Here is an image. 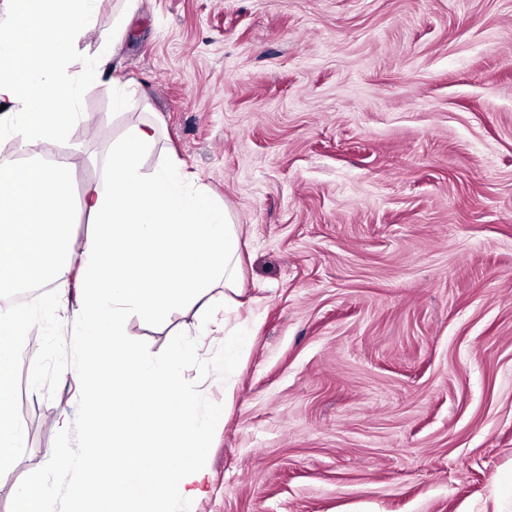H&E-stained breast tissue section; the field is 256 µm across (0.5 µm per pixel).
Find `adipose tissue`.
<instances>
[{
  "instance_id": "1",
  "label": "adipose tissue",
  "mask_w": 512,
  "mask_h": 512,
  "mask_svg": "<svg viewBox=\"0 0 512 512\" xmlns=\"http://www.w3.org/2000/svg\"><path fill=\"white\" fill-rule=\"evenodd\" d=\"M99 0H10L0 27V129L15 137L21 160L0 164V295L46 282L74 281L82 341L92 367L85 385L93 452L76 461L55 456L74 474L75 512H163L200 496L196 466L211 426L195 412L183 382L187 353L173 343L167 360L143 364L125 336L129 317L164 321L216 280L238 285V240L225 207L196 187L175 163L144 172L157 138L153 125L129 128L99 162L100 176L74 196L66 172L37 151L66 139L78 119L82 84L98 63L73 60L78 39L95 27ZM89 229L76 239L73 215ZM27 313L0 308V483L9 480L5 452L20 447L14 419L17 369L28 354ZM120 448L124 465L101 463V449Z\"/></svg>"
}]
</instances>
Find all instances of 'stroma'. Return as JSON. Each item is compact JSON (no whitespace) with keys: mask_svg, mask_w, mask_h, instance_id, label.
Wrapping results in <instances>:
<instances>
[{"mask_svg":"<svg viewBox=\"0 0 512 512\" xmlns=\"http://www.w3.org/2000/svg\"><path fill=\"white\" fill-rule=\"evenodd\" d=\"M122 13L80 119L39 151L73 152L79 191L154 123L144 171L181 161L242 258L232 294L127 323L149 363L183 341L197 415H222L205 495L169 512H512V0H101L76 56ZM65 288L28 302L0 512L33 478L73 512L52 451H89L88 369Z\"/></svg>","mask_w":512,"mask_h":512,"instance_id":"obj_1","label":"stroma"}]
</instances>
